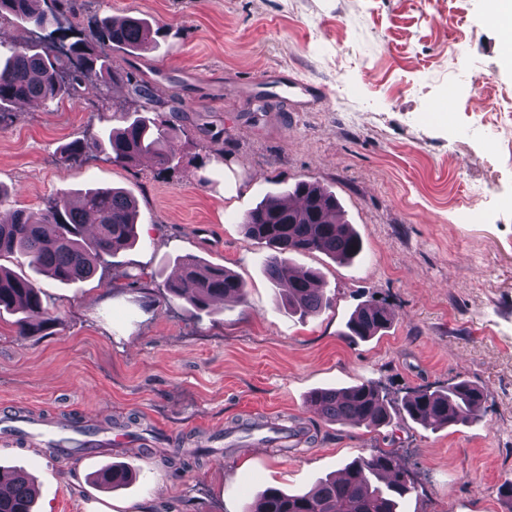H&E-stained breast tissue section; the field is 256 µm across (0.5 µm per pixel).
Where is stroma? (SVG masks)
<instances>
[{"label": "stroma", "instance_id": "stroma-1", "mask_svg": "<svg viewBox=\"0 0 512 512\" xmlns=\"http://www.w3.org/2000/svg\"><path fill=\"white\" fill-rule=\"evenodd\" d=\"M142 15L165 36L113 67L175 94L185 129L178 170L97 153L62 163L76 139H100L107 114L132 111L126 85L0 115V185L11 205L45 209L65 193L121 187L138 202V237L94 277H37L57 324L18 335L0 314V472L34 479L35 512H243L267 487L303 492L360 456L393 451L414 484L401 512H512V132L490 118L512 107V68L492 0H84L82 11ZM284 68L323 85L324 102L257 92ZM457 97L441 113L449 89ZM336 194L364 243L353 263L293 256L333 298L314 318L289 315L264 272L269 248L241 220L299 181ZM474 212L472 223L456 221ZM238 274L242 301L213 312L164 300L178 256ZM394 314L368 341L344 334L366 302ZM458 378L485 388L479 416L433 431L401 409L414 390ZM372 382L392 399L390 425L332 424L311 392ZM92 425L137 418L129 450L52 456L6 429L16 415ZM305 427L301 439L234 440V423ZM212 450L172 466L175 440ZM116 462L135 480L106 492L90 474Z\"/></svg>", "mask_w": 512, "mask_h": 512}]
</instances>
